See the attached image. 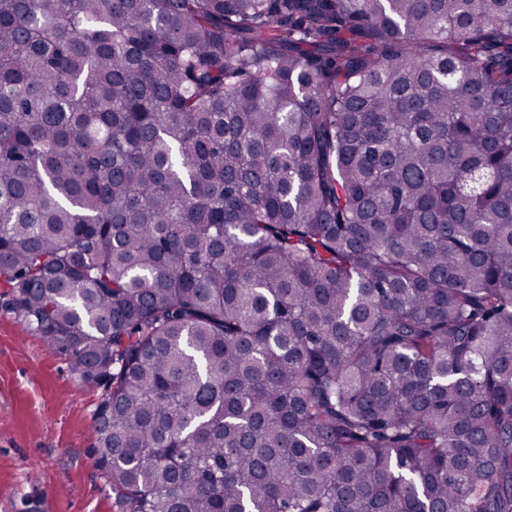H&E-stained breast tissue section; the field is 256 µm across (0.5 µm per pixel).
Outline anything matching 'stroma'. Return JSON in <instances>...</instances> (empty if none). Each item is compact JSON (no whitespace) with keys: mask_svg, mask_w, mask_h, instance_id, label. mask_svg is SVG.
Instances as JSON below:
<instances>
[{"mask_svg":"<svg viewBox=\"0 0 512 512\" xmlns=\"http://www.w3.org/2000/svg\"><path fill=\"white\" fill-rule=\"evenodd\" d=\"M100 394L30 335L0 286V512H116L94 463Z\"/></svg>","mask_w":512,"mask_h":512,"instance_id":"obj_1","label":"stroma"}]
</instances>
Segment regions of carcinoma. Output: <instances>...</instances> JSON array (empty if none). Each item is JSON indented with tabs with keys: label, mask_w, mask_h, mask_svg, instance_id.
<instances>
[{
	"label": "carcinoma",
	"mask_w": 512,
	"mask_h": 512,
	"mask_svg": "<svg viewBox=\"0 0 512 512\" xmlns=\"http://www.w3.org/2000/svg\"><path fill=\"white\" fill-rule=\"evenodd\" d=\"M0 283L118 512H512V0H0Z\"/></svg>",
	"instance_id": "carcinoma-1"
}]
</instances>
